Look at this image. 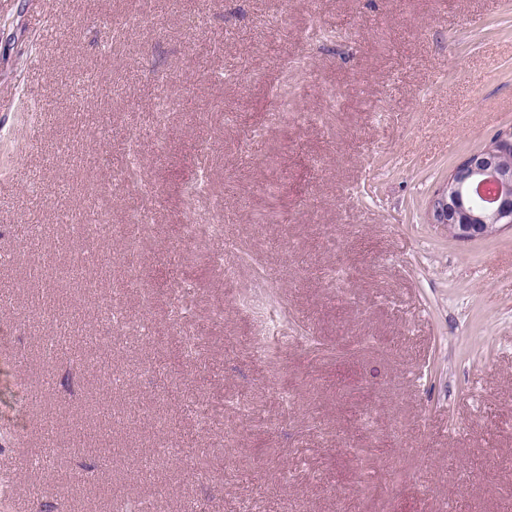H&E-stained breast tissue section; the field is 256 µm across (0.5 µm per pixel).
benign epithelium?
<instances>
[{
  "label": "benign epithelium",
  "mask_w": 512,
  "mask_h": 512,
  "mask_svg": "<svg viewBox=\"0 0 512 512\" xmlns=\"http://www.w3.org/2000/svg\"><path fill=\"white\" fill-rule=\"evenodd\" d=\"M429 223L460 241L512 228V133L462 160L429 205Z\"/></svg>",
  "instance_id": "1"
}]
</instances>
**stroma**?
Masks as SVG:
<instances>
[{
	"label": "stroma",
	"instance_id": "35a3bbf8",
	"mask_svg": "<svg viewBox=\"0 0 512 512\" xmlns=\"http://www.w3.org/2000/svg\"><path fill=\"white\" fill-rule=\"evenodd\" d=\"M509 131L512 0H0V351L26 357L0 430L27 426L0 467L26 512H512V230L428 221ZM131 136L155 201L134 288ZM92 199L112 235L87 290L58 215ZM258 284L264 317L236 302ZM35 294L54 320L20 330ZM75 310L97 345L45 363ZM49 412L60 447L115 454L32 472Z\"/></svg>",
	"mask_w": 512,
	"mask_h": 512
}]
</instances>
